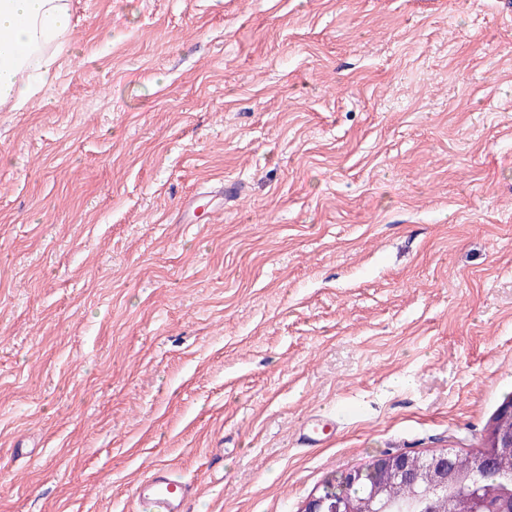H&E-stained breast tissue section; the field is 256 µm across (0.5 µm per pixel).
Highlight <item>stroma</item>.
<instances>
[{
	"label": "stroma",
	"mask_w": 512,
	"mask_h": 512,
	"mask_svg": "<svg viewBox=\"0 0 512 512\" xmlns=\"http://www.w3.org/2000/svg\"><path fill=\"white\" fill-rule=\"evenodd\" d=\"M73 25L40 104L0 109V512H139L159 464L190 512H299L384 451L484 447L512 0H73Z\"/></svg>",
	"instance_id": "1"
}]
</instances>
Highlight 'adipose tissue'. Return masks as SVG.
<instances>
[{
  "mask_svg": "<svg viewBox=\"0 0 512 512\" xmlns=\"http://www.w3.org/2000/svg\"><path fill=\"white\" fill-rule=\"evenodd\" d=\"M71 0H0V105L38 103L72 39Z\"/></svg>",
  "mask_w": 512,
  "mask_h": 512,
  "instance_id": "1",
  "label": "adipose tissue"
}]
</instances>
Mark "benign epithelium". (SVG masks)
Returning <instances> with one entry per match:
<instances>
[{
  "label": "benign epithelium",
  "instance_id": "7a95c632",
  "mask_svg": "<svg viewBox=\"0 0 512 512\" xmlns=\"http://www.w3.org/2000/svg\"><path fill=\"white\" fill-rule=\"evenodd\" d=\"M425 469L434 477L433 484L427 488L420 483ZM490 470L498 480L492 485L476 484L463 490L456 498L455 512H512V430L498 427L491 429L489 447L469 454L447 448L434 454L386 451L367 468H353L341 474V479L351 484L372 474L383 475L385 481L373 484L366 498L313 495L300 512H383V499L393 495V490L401 485H409L420 497L433 501L439 493L448 491L449 477L465 482Z\"/></svg>",
  "mask_w": 512,
  "mask_h": 512
}]
</instances>
